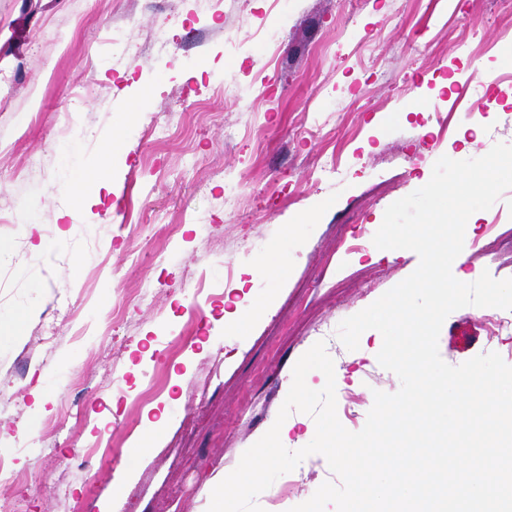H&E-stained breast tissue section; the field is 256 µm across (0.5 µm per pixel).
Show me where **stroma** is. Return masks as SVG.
<instances>
[{
	"label": "stroma",
	"mask_w": 512,
	"mask_h": 512,
	"mask_svg": "<svg viewBox=\"0 0 512 512\" xmlns=\"http://www.w3.org/2000/svg\"><path fill=\"white\" fill-rule=\"evenodd\" d=\"M452 98L490 108L440 126ZM125 113L111 189L69 211V165H94ZM497 143L512 145L504 0H0V458L19 475L0 497L24 512H207L209 482L272 427L319 341L359 373L336 402L353 398L339 420L360 431L375 391L400 380L338 326L419 264L405 249L377 257L385 211L440 157ZM510 228L512 189L469 217L461 270L512 278V252L488 244ZM258 240L278 249L281 275L256 271ZM259 303L266 314L237 333ZM484 313L446 318V363L495 352L512 365V335H488ZM161 414L153 446L132 453ZM108 441L117 463L87 459ZM294 474L299 492L278 479L257 496L264 512L334 478L320 454Z\"/></svg>",
	"instance_id": "35a3bbf8"
}]
</instances>
